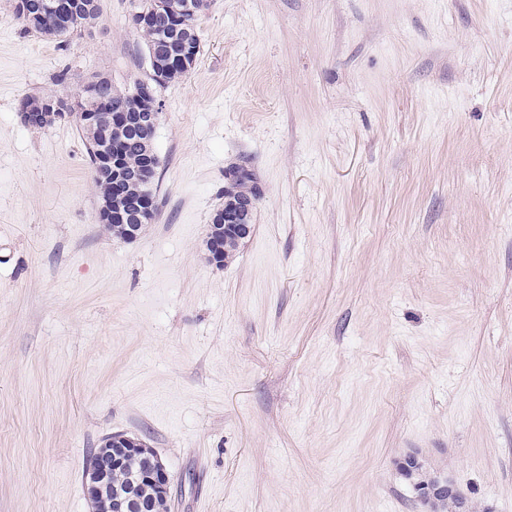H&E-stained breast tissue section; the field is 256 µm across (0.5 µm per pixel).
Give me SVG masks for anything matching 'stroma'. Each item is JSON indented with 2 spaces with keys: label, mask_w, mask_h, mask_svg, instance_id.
Wrapping results in <instances>:
<instances>
[{
  "label": "stroma",
  "mask_w": 512,
  "mask_h": 512,
  "mask_svg": "<svg viewBox=\"0 0 512 512\" xmlns=\"http://www.w3.org/2000/svg\"><path fill=\"white\" fill-rule=\"evenodd\" d=\"M208 3L122 242L80 129L18 107L145 79L137 0L65 47L0 0V512H90L113 434L170 512H427L409 456L512 512V0ZM238 164L262 196L218 268ZM131 458H142L143 466L127 472ZM125 474L129 486L123 495L109 499L113 478ZM85 495L93 512H152L151 503L137 495L139 486H150L158 498L169 499L171 479L153 449L137 438L113 436L112 447L93 451L86 461ZM101 508L106 511H99Z\"/></svg>",
  "instance_id": "35a3bbf8"
}]
</instances>
